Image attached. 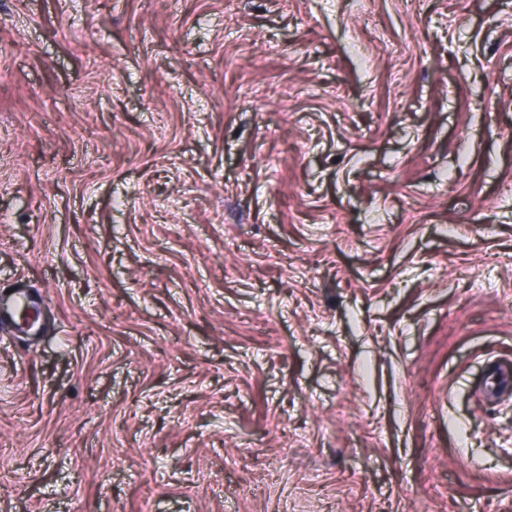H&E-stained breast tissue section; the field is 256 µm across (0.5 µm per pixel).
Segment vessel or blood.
<instances>
[{
    "label": "vessel or blood",
    "instance_id": "1",
    "mask_svg": "<svg viewBox=\"0 0 512 512\" xmlns=\"http://www.w3.org/2000/svg\"><path fill=\"white\" fill-rule=\"evenodd\" d=\"M40 295L27 288L23 280L10 285H0V334L9 337L37 336L43 331L40 311ZM489 396H498L512 387V365L493 362L489 379L483 384Z\"/></svg>",
    "mask_w": 512,
    "mask_h": 512
}]
</instances>
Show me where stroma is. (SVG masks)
I'll list each match as a JSON object with an SVG mask.
<instances>
[{
	"label": "stroma",
	"mask_w": 512,
	"mask_h": 512,
	"mask_svg": "<svg viewBox=\"0 0 512 512\" xmlns=\"http://www.w3.org/2000/svg\"><path fill=\"white\" fill-rule=\"evenodd\" d=\"M0 512H512V0H0ZM10 290V293H7ZM41 296L27 288L23 279L9 285H0V334L18 337L22 334L38 336L43 331L40 311ZM32 314L26 316L25 313ZM511 369L512 366L510 362L504 363L496 361L492 363L489 376L483 384V388L488 390V396L496 397L507 389L509 395L508 400L511 399Z\"/></svg>",
	"instance_id": "stroma-1"
}]
</instances>
